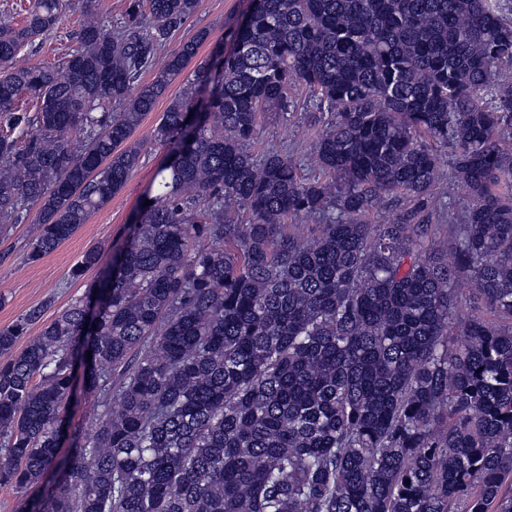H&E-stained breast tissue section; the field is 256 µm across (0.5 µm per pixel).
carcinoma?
Returning a JSON list of instances; mask_svg holds the SVG:
<instances>
[{
	"mask_svg": "<svg viewBox=\"0 0 512 512\" xmlns=\"http://www.w3.org/2000/svg\"><path fill=\"white\" fill-rule=\"evenodd\" d=\"M198 5L30 0L0 26V224L37 225L26 261L124 187L209 36L161 55ZM75 8L58 63L15 64ZM218 53L153 129L172 151L123 247L71 267L100 269L86 297L15 355L42 308L0 329V487L53 475L19 512H512V0H252ZM298 86L330 114L322 180L250 152ZM448 146L457 218L428 203ZM81 351L93 421L62 457Z\"/></svg>",
	"mask_w": 512,
	"mask_h": 512,
	"instance_id": "carcinoma-1",
	"label": "carcinoma"
}]
</instances>
